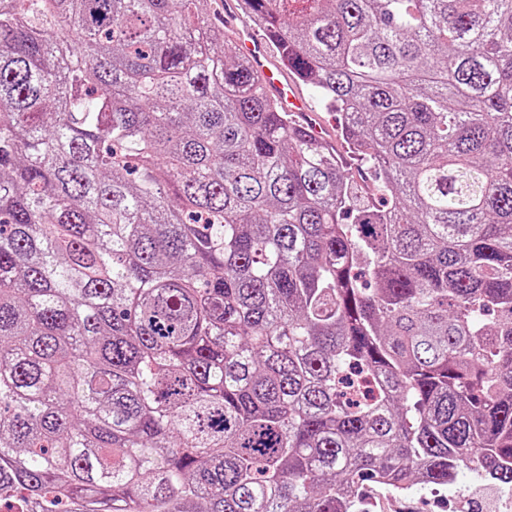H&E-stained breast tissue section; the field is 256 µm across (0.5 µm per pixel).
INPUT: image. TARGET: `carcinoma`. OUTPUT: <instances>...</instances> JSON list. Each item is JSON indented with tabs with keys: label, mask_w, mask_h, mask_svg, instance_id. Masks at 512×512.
Segmentation results:
<instances>
[{
	"label": "carcinoma",
	"mask_w": 512,
	"mask_h": 512,
	"mask_svg": "<svg viewBox=\"0 0 512 512\" xmlns=\"http://www.w3.org/2000/svg\"><path fill=\"white\" fill-rule=\"evenodd\" d=\"M245 2L342 148L212 0H0L11 512L512 486V0ZM219 20L224 24L229 38L248 60L252 70L260 77L265 93L276 99L285 112H290L294 119L305 127L329 134L336 138V116L324 109L318 102L313 90L303 86L304 94L315 108L313 112L302 95L300 83L273 61L272 42L267 34L251 26L241 11L240 0H218ZM213 21L220 25L213 19ZM314 114L315 123L312 117Z\"/></svg>",
	"instance_id": "carcinoma-1"
}]
</instances>
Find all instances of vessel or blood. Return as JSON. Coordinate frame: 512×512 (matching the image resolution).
Here are the masks:
<instances>
[{
  "mask_svg": "<svg viewBox=\"0 0 512 512\" xmlns=\"http://www.w3.org/2000/svg\"><path fill=\"white\" fill-rule=\"evenodd\" d=\"M219 5V20L229 38L259 76L265 93L276 99L283 110L290 112L300 124L312 126L313 114L301 92L300 84L274 62L272 42L268 35L245 20L241 0H219Z\"/></svg>",
  "mask_w": 512,
  "mask_h": 512,
  "instance_id": "obj_1",
  "label": "vessel or blood"
}]
</instances>
